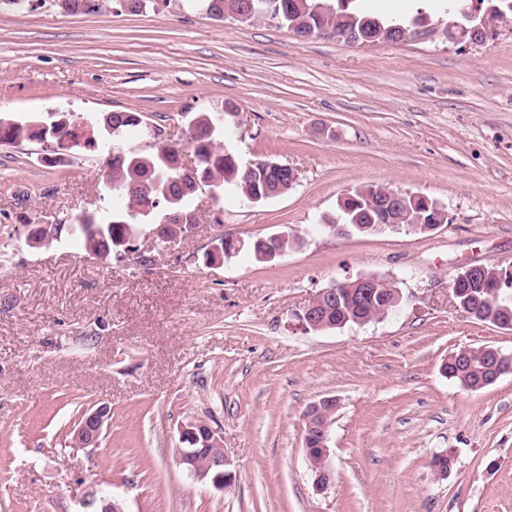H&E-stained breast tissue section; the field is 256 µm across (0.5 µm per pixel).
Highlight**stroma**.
Segmentation results:
<instances>
[{
  "mask_svg": "<svg viewBox=\"0 0 512 512\" xmlns=\"http://www.w3.org/2000/svg\"><path fill=\"white\" fill-rule=\"evenodd\" d=\"M133 112L123 149L153 151L207 112L242 164L292 167L255 204L197 196L194 237L142 232L148 265L29 232L111 210L96 154L0 143V512H76L92 487L125 512H512V374L478 391L441 369L451 352L512 355V330L450 302L454 277L512 271V23L483 40L378 46L298 39L269 19H214L192 0L132 13L105 0L0 8V118ZM384 185L442 204L448 221L338 239L317 231L339 198ZM288 233L280 259L205 261L219 233ZM380 274L403 300L385 319L319 332L296 312L332 282ZM336 397L330 487L317 492L304 413ZM107 405L98 447L71 438ZM217 429L224 489L176 461L179 429ZM450 456L446 476L431 465Z\"/></svg>",
  "mask_w": 512,
  "mask_h": 512,
  "instance_id": "stroma-1",
  "label": "stroma"
}]
</instances>
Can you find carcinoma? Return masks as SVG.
Masks as SVG:
<instances>
[{"label": "carcinoma", "mask_w": 512, "mask_h": 512, "mask_svg": "<svg viewBox=\"0 0 512 512\" xmlns=\"http://www.w3.org/2000/svg\"><path fill=\"white\" fill-rule=\"evenodd\" d=\"M232 0H195V5L207 14L224 17ZM261 11L254 17H272L294 35H320L342 38L347 34L358 36V43L377 46L403 41L418 27L426 26L422 10L407 23L396 28L394 24L370 14L356 6L357 0H254ZM61 5L72 13H92L102 7L101 0H61ZM25 118L16 121L0 119V143L14 144L33 140L27 133ZM70 128L59 135L70 150H107L108 168L104 185L112 197V210L103 214H81L72 218L76 240L87 253L103 257L112 253L115 241L122 238L136 240L141 227L173 223L176 214L197 215L196 194L186 189L181 179L182 143L168 140L155 152L142 154L124 151L119 147L105 148V143L92 135L81 137L79 130L89 128L92 122L69 121ZM142 120L130 112H113L104 119L108 134L119 140L139 132ZM229 133L224 122L208 114L197 115L190 123L187 141L196 157L195 177L200 182L223 193L231 192L243 198L258 196L264 200L286 193L292 186L290 170L276 161L263 167L248 168L238 163L235 152L224 139ZM359 202L353 208H339L335 216L324 217L326 224H344L352 232H361L369 224L385 223V214L396 213L398 224H446L447 211L434 205L425 206L408 198L392 205L380 185H365L352 191ZM458 278V304L474 319L487 322L489 317L512 322V289L492 292L461 272ZM337 302L322 309L325 327L340 329L354 325L356 313L350 310L354 291L345 286L340 289ZM512 369V357L497 358L486 347H463L452 352L442 363L448 379L468 390H480L499 380L498 373Z\"/></svg>", "instance_id": "1"}]
</instances>
